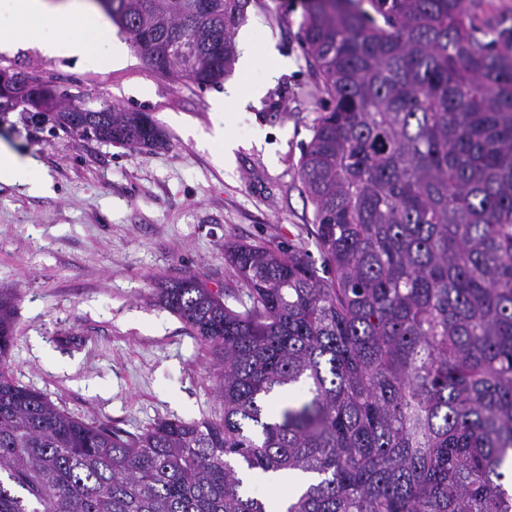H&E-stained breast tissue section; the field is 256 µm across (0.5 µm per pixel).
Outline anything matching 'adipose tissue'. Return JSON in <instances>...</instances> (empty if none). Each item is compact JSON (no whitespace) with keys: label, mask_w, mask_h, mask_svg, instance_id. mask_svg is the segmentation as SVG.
Here are the masks:
<instances>
[{"label":"adipose tissue","mask_w":512,"mask_h":512,"mask_svg":"<svg viewBox=\"0 0 512 512\" xmlns=\"http://www.w3.org/2000/svg\"><path fill=\"white\" fill-rule=\"evenodd\" d=\"M0 51L16 48L22 41L17 20L30 22H51L69 20L71 26L53 35L42 38L38 48L48 57H71L84 59L92 49L87 38L88 32L96 30L101 18L92 6L84 0H0ZM37 163L29 157L15 154L7 145L0 144V179L27 186L29 192L45 190L44 182L34 180L32 172Z\"/></svg>","instance_id":"ef3b65f1"}]
</instances>
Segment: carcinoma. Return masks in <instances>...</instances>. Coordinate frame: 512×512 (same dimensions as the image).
<instances>
[{
  "mask_svg": "<svg viewBox=\"0 0 512 512\" xmlns=\"http://www.w3.org/2000/svg\"><path fill=\"white\" fill-rule=\"evenodd\" d=\"M249 0H99L158 73L219 84ZM311 0L328 96L300 160L322 268L230 241L241 288L157 289L214 355L216 419L128 434L18 385L0 290V512H268L253 486L304 474L286 512H512V16L490 0ZM22 110L150 150L146 112ZM304 397L274 402L286 389Z\"/></svg>",
  "mask_w": 512,
  "mask_h": 512,
  "instance_id": "cac0c4a2",
  "label": "carcinoma"
}]
</instances>
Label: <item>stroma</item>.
<instances>
[{
    "label": "stroma",
    "mask_w": 512,
    "mask_h": 512,
    "mask_svg": "<svg viewBox=\"0 0 512 512\" xmlns=\"http://www.w3.org/2000/svg\"><path fill=\"white\" fill-rule=\"evenodd\" d=\"M307 0H249L242 30L257 51L274 46L285 65L199 87L153 71L135 50L106 54L110 19L83 60L29 46L0 53V71L39 77L81 99L104 98L150 113L169 146L147 150L0 119V142L34 158L42 194L0 182V288L14 294L8 370L22 386L88 423L140 433L163 419L215 418L214 359L161 307V281L192 276L215 291L237 288L228 240L293 244L320 260L313 206L298 177L301 153L328 98L300 39ZM245 107L211 108L227 84ZM224 128L237 148L223 159L209 141Z\"/></svg>",
    "instance_id": "obj_1"
}]
</instances>
